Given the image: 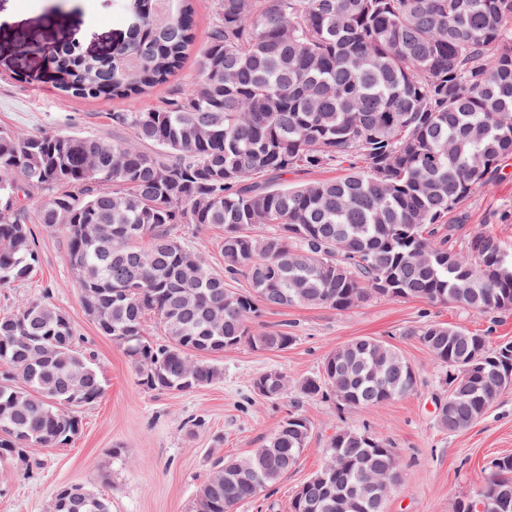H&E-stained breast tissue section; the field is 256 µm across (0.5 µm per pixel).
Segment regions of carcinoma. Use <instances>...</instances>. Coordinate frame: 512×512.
Returning a JSON list of instances; mask_svg holds the SVG:
<instances>
[{
    "instance_id": "carcinoma-1",
    "label": "carcinoma",
    "mask_w": 512,
    "mask_h": 512,
    "mask_svg": "<svg viewBox=\"0 0 512 512\" xmlns=\"http://www.w3.org/2000/svg\"><path fill=\"white\" fill-rule=\"evenodd\" d=\"M141 26L106 56L57 53L47 80L66 97L126 99L110 114L119 143L95 135L0 129V286L36 271L31 224L66 238L87 314L122 343L138 385L187 392L223 376L213 357L242 345L288 349V327L254 322L263 309H350L369 300L416 299L477 312L512 310V254L480 232L461 251L448 214L512 159V0H214L198 81L162 104L134 105L169 82L195 44L196 0H123ZM341 169L339 178L288 183L286 175ZM38 199L37 207L29 201ZM217 227L224 267L190 248L179 225ZM243 278L245 291L231 287ZM417 338L460 395L438 426L457 433L487 412L486 389L512 378V342L491 350L467 328L427 323ZM471 377L457 383L458 364ZM0 462L20 449L75 438L80 410L104 393L99 367L46 300L0 317ZM392 345L360 337L327 355L322 374L296 381L306 396L371 407L417 387ZM268 399L288 388L269 371L248 380ZM290 413L247 457L215 459L192 512H235L273 490L312 437ZM343 463L337 484L399 480L395 450L367 430L340 428L324 459ZM484 485L512 487V457ZM61 512H112L81 486L60 489ZM355 509L303 483L289 512H384L387 494Z\"/></svg>"
}]
</instances>
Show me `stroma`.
Here are the masks:
<instances>
[{
    "label": "stroma",
    "instance_id": "1",
    "mask_svg": "<svg viewBox=\"0 0 512 512\" xmlns=\"http://www.w3.org/2000/svg\"><path fill=\"white\" fill-rule=\"evenodd\" d=\"M128 19L118 0H0V129L32 134L44 129L111 136L109 113L123 100L84 101L60 96L44 78L52 51L68 35L100 47L125 33ZM449 234L465 242L493 232L512 251V160L490 175L448 216ZM37 253L34 277L0 288V315L45 299L69 317L79 349L94 356L104 394L81 412L80 434L68 444L38 448L21 472L0 466V512H46L61 487L79 484L102 494L112 512H190L213 458L243 457L270 435L290 410L313 426L296 465L271 495L238 505L237 512H288L299 486L321 466L336 428L366 429L391 443L401 462L386 512H450L489 476L491 461L512 456V390L473 427L447 433L437 425L436 404L446 397L444 371L409 328L429 322L461 325L485 336L489 346L512 341V311L494 315L447 304L382 297L346 311L288 306L265 310L260 323L287 325L294 337L284 351L256 352L242 345L218 359L220 382L187 393H153L137 383L123 347L102 335L81 304L61 233L31 227ZM371 336L393 344L412 364L418 386L411 394L368 408L300 394L294 380L319 375L325 356L352 340ZM284 373L292 385L275 401L251 395L250 378ZM202 427L190 426L192 418Z\"/></svg>",
    "mask_w": 512,
    "mask_h": 512
}]
</instances>
